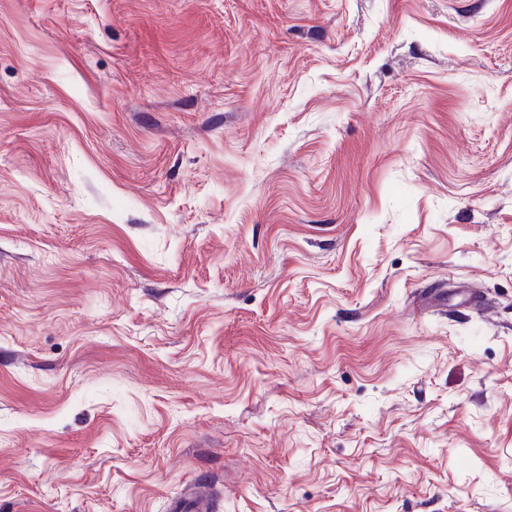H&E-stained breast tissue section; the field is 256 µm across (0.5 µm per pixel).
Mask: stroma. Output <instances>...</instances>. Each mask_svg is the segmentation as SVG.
Returning a JSON list of instances; mask_svg holds the SVG:
<instances>
[{
	"mask_svg": "<svg viewBox=\"0 0 512 512\" xmlns=\"http://www.w3.org/2000/svg\"><path fill=\"white\" fill-rule=\"evenodd\" d=\"M512 512V0H0V512Z\"/></svg>",
	"mask_w": 512,
	"mask_h": 512,
	"instance_id": "35a3bbf8",
	"label": "stroma"
}]
</instances>
